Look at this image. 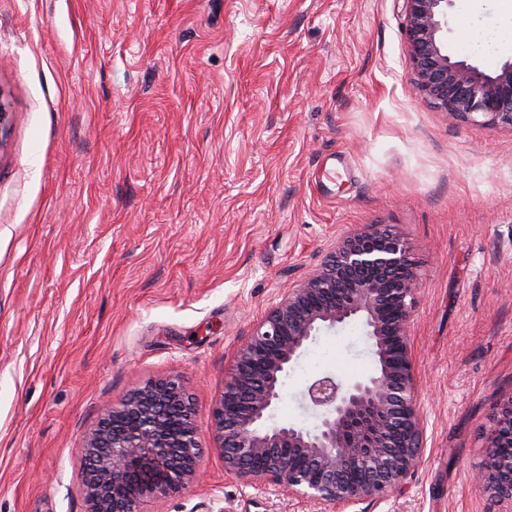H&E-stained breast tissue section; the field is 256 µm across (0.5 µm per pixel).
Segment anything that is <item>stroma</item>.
I'll list each match as a JSON object with an SVG mask.
<instances>
[{
  "mask_svg": "<svg viewBox=\"0 0 512 512\" xmlns=\"http://www.w3.org/2000/svg\"><path fill=\"white\" fill-rule=\"evenodd\" d=\"M403 24V0H0V512H86L87 432L171 377L202 478L143 512H324L226 473L211 409L253 323L375 225L417 264L427 447L364 512H496L473 475L512 393V128L421 97ZM448 52L512 56L502 0H455ZM372 367L360 324L321 333L273 422Z\"/></svg>",
  "mask_w": 512,
  "mask_h": 512,
  "instance_id": "stroma-1",
  "label": "stroma"
}]
</instances>
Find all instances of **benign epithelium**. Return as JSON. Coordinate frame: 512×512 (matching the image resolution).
Instances as JSON below:
<instances>
[{
	"instance_id": "7a95c632",
	"label": "benign epithelium",
	"mask_w": 512,
	"mask_h": 512,
	"mask_svg": "<svg viewBox=\"0 0 512 512\" xmlns=\"http://www.w3.org/2000/svg\"><path fill=\"white\" fill-rule=\"evenodd\" d=\"M413 83L455 120L512 128V57L486 73L448 55L455 0H403ZM418 287L407 240L374 227L345 237L321 266L288 289L236 350L212 410L224 471L246 485L284 484L325 512H357L401 490L422 460L425 427L409 329ZM362 322L376 370L347 383L313 377L304 396L320 413L312 429L268 424L281 378L325 330ZM194 409L175 380L146 383L105 409L84 443L86 512H142L198 481ZM512 394L491 418L478 488L512 512Z\"/></svg>"
}]
</instances>
